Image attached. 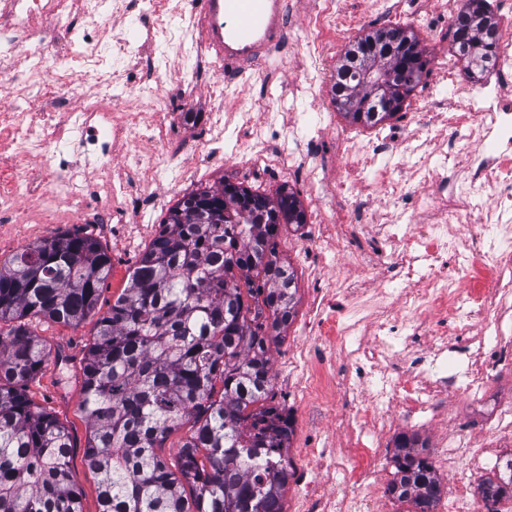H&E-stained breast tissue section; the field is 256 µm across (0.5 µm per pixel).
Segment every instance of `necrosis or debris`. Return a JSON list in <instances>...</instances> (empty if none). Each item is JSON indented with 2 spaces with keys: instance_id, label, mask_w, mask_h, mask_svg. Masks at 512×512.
Wrapping results in <instances>:
<instances>
[{
  "instance_id": "4bbe7bcc",
  "label": "necrosis or debris",
  "mask_w": 512,
  "mask_h": 512,
  "mask_svg": "<svg viewBox=\"0 0 512 512\" xmlns=\"http://www.w3.org/2000/svg\"><path fill=\"white\" fill-rule=\"evenodd\" d=\"M0 9L7 16L0 25V58H6L30 36L29 22L35 16L51 15L66 24L70 0H5ZM438 69L457 98L456 111L438 128L428 112L412 113L411 121L426 131L420 150L428 155L442 151L455 181L433 171L417 184L390 179L375 186L363 181L358 175L359 144H382L399 156L407 151L406 137L391 140L381 129L331 130L330 140L345 163L344 179L333 183L324 181L314 148L297 152L256 144L239 154L249 168L277 174L302 169L315 195L334 199L331 210L320 211L309 248L320 245L332 226L336 253L347 263L406 269L414 260L413 250L420 247L427 267L399 293L381 289V311L367 325L354 296H347L343 309L330 318L327 289L314 288L304 315L313 336L306 346L288 353V365L295 371L289 385L304 395L309 415L320 404L324 388L357 391L361 399L345 404V429L354 439L349 453L313 446L304 448L299 458H284L286 469L297 476L294 512H385L383 434L398 418L423 425L447 415L445 340L465 346L467 371L461 389L471 402H486L495 374L512 365V96L497 84L473 97L471 88L457 81L455 60H439ZM10 118L12 136L0 146L5 161L0 168V219L19 218L22 190L32 182L28 171L16 167V159L42 152L51 143L49 122L29 119L24 112ZM62 118L70 129L85 131L77 145L94 144L102 170L111 165L117 143L144 138L132 112L119 119L105 112L95 121L89 112L73 108ZM55 170L56 178L39 180L44 193L62 188L74 197L89 193L99 198V208L90 214L95 223H111L114 205L128 201L127 184L88 186L68 156L59 157ZM487 192L491 207L476 204V196ZM411 206L429 212L431 223L420 230L392 232L398 212ZM371 224L384 237L386 251H354L353 234ZM504 432H512V400L494 404L490 424L480 436L444 438L434 446V466L454 473L450 497L440 501L437 512H490V504L472 494L467 469L455 464L477 458Z\"/></svg>"
}]
</instances>
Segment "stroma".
Segmentation results:
<instances>
[{"label": "stroma", "instance_id": "stroma-1", "mask_svg": "<svg viewBox=\"0 0 512 512\" xmlns=\"http://www.w3.org/2000/svg\"><path fill=\"white\" fill-rule=\"evenodd\" d=\"M320 8V0H288L284 42L270 59L236 69L224 68L217 62L208 68L200 67L199 60L206 51L200 30L187 28L181 16L171 13L166 0H113L107 7L109 21L103 27L90 25L79 11L72 13L66 29L56 26L53 19H42V27L50 32L41 46L44 91L52 90L55 84L65 55L64 45L74 33L85 30L98 42L105 58L111 60L112 69L96 78L81 64H73L69 70V97L74 106L97 112L138 113L142 131L147 135L155 130V113H188V121L174 135L179 144L176 164L182 177L176 180L169 174L152 175L139 164L138 144H125L112 159L111 176L127 181L132 192L149 190L150 197L142 206L143 222L128 225L125 235L114 236L102 225L85 219L83 203L61 195L50 209L38 206L29 211V223L0 222V262L32 243L48 241L67 232L80 231L97 237L112 257V270L102 286L97 305L98 313L103 314L126 287L136 261L155 237L169 209L185 194L217 187L226 181L270 195L285 185L298 192L308 222H315L323 202L311 194L302 173L278 176L243 171L233 163L236 141L231 139L224 142L216 158L204 161L191 142L204 136L210 113L233 112L242 103L251 110L258 125L276 112L296 119L309 112L313 115V128L326 127L328 114L335 106L331 99L314 96L312 89L319 82V72L307 64L304 52L310 37L309 22ZM333 10L337 30L347 33L339 41L341 47H348L369 31L401 25L415 32L432 62L449 51V22L442 13L440 0H333ZM150 31L157 34L151 42L146 39ZM450 96L447 82L438 79L437 69L432 65L407 99L403 112L388 120L387 125L392 129L404 126L408 112L418 103L429 112L448 111ZM443 162V157L438 155L425 160L417 155L396 159L377 151L362 176L375 183L400 177L421 164L437 171ZM278 251L298 272L302 303H309L312 289L320 280L331 285L338 302L344 298V288H364L362 310L366 313L375 310L377 303L372 291L379 282V269L345 264L331 250L313 258L310 250L299 242L297 233L288 230L281 231L278 237ZM32 328L47 347L49 362L29 382L27 393L35 404L51 410L68 428L75 443L70 467L82 490V512H99L97 477L83 459L88 424L79 409L82 399L79 369L93 337L94 322L89 319L80 326L70 327L36 321ZM448 410L453 416L449 424L436 421L417 429L396 420L384 435L385 445H392L400 433L413 431L432 445L448 433L474 437L490 418L487 408L454 390L448 393Z\"/></svg>", "mask_w": 512, "mask_h": 512}]
</instances>
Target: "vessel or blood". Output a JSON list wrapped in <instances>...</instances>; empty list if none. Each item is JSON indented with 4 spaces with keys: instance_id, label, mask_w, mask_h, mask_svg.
Segmentation results:
<instances>
[{
    "instance_id": "b4317fda",
    "label": "vessel or blood",
    "mask_w": 512,
    "mask_h": 512,
    "mask_svg": "<svg viewBox=\"0 0 512 512\" xmlns=\"http://www.w3.org/2000/svg\"><path fill=\"white\" fill-rule=\"evenodd\" d=\"M286 0H198L196 16L207 48L225 67L272 56L284 41Z\"/></svg>"
}]
</instances>
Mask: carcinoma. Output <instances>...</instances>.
<instances>
[{
	"instance_id": "obj_1",
	"label": "carcinoma",
	"mask_w": 512,
	"mask_h": 512,
	"mask_svg": "<svg viewBox=\"0 0 512 512\" xmlns=\"http://www.w3.org/2000/svg\"><path fill=\"white\" fill-rule=\"evenodd\" d=\"M450 30L451 51L475 77L484 67L473 63L497 48L486 0H463ZM364 45L374 50L367 76L353 63ZM428 64L414 32H369L337 65L332 101L350 123L374 127L402 110ZM305 223L286 186L269 195L226 181L170 208L128 286L97 318L82 366L84 462L98 476L99 512H284L292 474L271 452L290 447L293 430L264 402L274 396L272 347L299 298L275 239L281 226ZM111 267L100 241L78 232L0 263V512H82L70 433L26 393L48 361L31 323H84ZM187 421L169 461L159 449ZM392 462V499L435 512L442 479L426 441L400 434ZM479 492L489 503L512 495L511 457Z\"/></svg>"
}]
</instances>
